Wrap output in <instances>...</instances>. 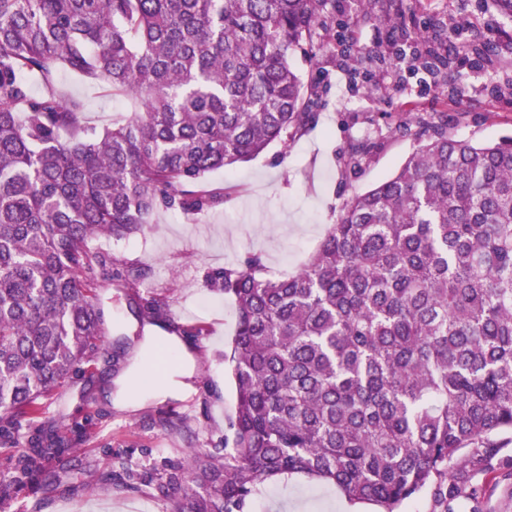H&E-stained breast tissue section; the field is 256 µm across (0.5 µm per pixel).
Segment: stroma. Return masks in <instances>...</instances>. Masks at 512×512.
<instances>
[{
    "label": "stroma",
    "instance_id": "obj_1",
    "mask_svg": "<svg viewBox=\"0 0 512 512\" xmlns=\"http://www.w3.org/2000/svg\"><path fill=\"white\" fill-rule=\"evenodd\" d=\"M371 9L364 17L355 0H336L334 39L316 54L293 57L294 67L319 83L312 106L317 120L290 148L274 143L253 160L209 173L207 187L228 195L223 208L162 211L146 234L97 239V247L121 262L151 266L143 286L168 296L193 368L183 378L182 393H149L131 403L118 400L107 385L111 363L98 361L92 381L74 380L47 410L85 428L60 456L66 484L25 490L16 512H168L169 502L155 489L158 475L184 463L190 450L223 453L224 432L235 414L224 353L235 333L236 308L230 297L207 287V272L249 252L262 254L268 275L296 272L335 223L343 202L391 176L414 150V141L396 131L408 108L424 115L447 111L462 138L496 142L512 135V98L492 92L482 62L458 65L468 104L446 108L431 76L405 67L396 71L382 60L392 36L386 20L399 11L421 26L442 16H467L497 41L501 63L512 61V20L485 0H374ZM341 34L375 54V61L348 71L341 64ZM59 88L82 101V121L97 127L139 107L66 70L59 73ZM367 136L378 142L369 164L356 173L345 170L342 156ZM168 415L184 419L185 427L161 429L158 420ZM498 442L489 454L465 449L463 463L449 468L446 482L428 486L403 512H512V431L500 434ZM129 469L137 479L125 488L119 480ZM108 473L114 483L100 481L94 493L83 491V484ZM342 499L334 484L284 474L258 485L245 512H339Z\"/></svg>",
    "mask_w": 512,
    "mask_h": 512
}]
</instances>
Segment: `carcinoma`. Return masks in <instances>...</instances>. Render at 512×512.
Listing matches in <instances>:
<instances>
[{
	"label": "carcinoma",
	"instance_id": "obj_1",
	"mask_svg": "<svg viewBox=\"0 0 512 512\" xmlns=\"http://www.w3.org/2000/svg\"><path fill=\"white\" fill-rule=\"evenodd\" d=\"M335 0H0V509L30 484L57 486L59 429L43 418L124 336L102 340L112 255L92 246L151 228L160 210L224 206L206 175L314 123L316 85L291 59L318 43ZM394 63L442 76L459 106V47L491 42L456 19L419 27L398 12ZM142 107L101 128L57 89L59 68ZM41 92L35 93L31 79ZM399 133L416 148L390 178L352 194L294 274L262 258L211 270L233 298L236 391L222 456L198 451L158 477L171 512H244L264 479L304 473L379 512L434 480L465 448L512 430V137L457 138L448 113ZM374 143L352 148L362 169ZM117 274L139 324L169 316Z\"/></svg>",
	"mask_w": 512,
	"mask_h": 512
}]
</instances>
